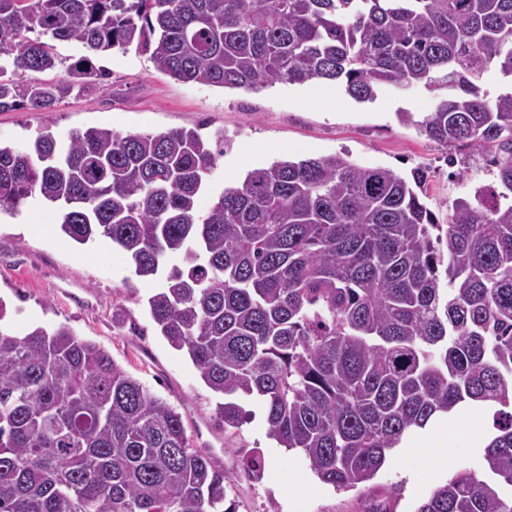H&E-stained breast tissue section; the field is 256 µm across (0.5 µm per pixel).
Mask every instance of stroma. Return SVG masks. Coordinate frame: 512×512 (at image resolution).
<instances>
[{"label":"stroma","instance_id":"35a3bbf8","mask_svg":"<svg viewBox=\"0 0 512 512\" xmlns=\"http://www.w3.org/2000/svg\"><path fill=\"white\" fill-rule=\"evenodd\" d=\"M98 63L108 73L103 83L72 93L53 111L0 112V142L25 148L42 131L64 139L88 127L154 133L198 126L207 137L220 130L228 146L209 178L213 190L282 157L339 154L406 178L425 171L421 200L441 224L455 198L500 186L496 150L445 146L399 122L402 110L419 118L431 112L434 97L422 88L384 85L374 102L360 104L333 83L278 84L258 93L185 83L133 49L113 51ZM55 221L54 210L36 198L20 213H0V303L8 320L20 333L36 326L70 327L178 408L193 446L208 451L229 474L227 499L236 512H366L372 495L386 493L396 512H416L453 470L485 477L489 424L478 406L470 410L467 426L449 435L447 447L435 445L447 419L411 431L389 452L369 492L336 489L318 479L298 453L282 452L268 435L259 403H249L252 415L241 428L225 427L216 414L218 395L151 319L147 299L164 287V279L140 280L110 240L75 244L61 236ZM255 450L265 460L258 476L244 467Z\"/></svg>","mask_w":512,"mask_h":512}]
</instances>
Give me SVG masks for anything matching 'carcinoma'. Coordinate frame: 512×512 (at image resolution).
<instances>
[{
    "label": "carcinoma",
    "mask_w": 512,
    "mask_h": 512,
    "mask_svg": "<svg viewBox=\"0 0 512 512\" xmlns=\"http://www.w3.org/2000/svg\"><path fill=\"white\" fill-rule=\"evenodd\" d=\"M84 49L51 84L54 42ZM187 82L260 92L338 82L436 93L420 120L441 144L490 146L512 195V0H0V112H50L130 47ZM506 83L488 100L490 71ZM224 135L105 127L27 150L0 143V210L39 198L63 234L109 239L161 335L324 483L374 478L404 436L465 401L487 407L488 473L461 468L416 512H512V202L478 191L437 224L408 180L341 155L280 159L213 195ZM0 305V512H232L230 477L184 416L69 327L19 335Z\"/></svg>",
    "instance_id": "1"
}]
</instances>
